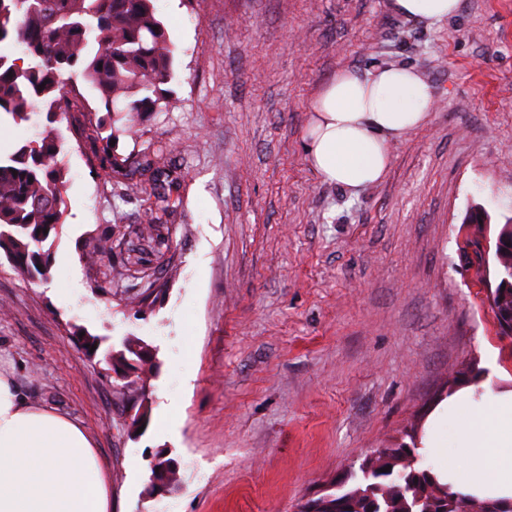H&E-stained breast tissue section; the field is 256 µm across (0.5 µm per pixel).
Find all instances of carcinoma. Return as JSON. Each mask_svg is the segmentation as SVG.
Masks as SVG:
<instances>
[{"label":"carcinoma","instance_id":"1","mask_svg":"<svg viewBox=\"0 0 512 512\" xmlns=\"http://www.w3.org/2000/svg\"><path fill=\"white\" fill-rule=\"evenodd\" d=\"M156 0H0V44L20 48V56L0 57V125L28 122L37 111L50 124L73 111L82 117L77 132L89 149L91 166L106 169L117 186L131 187L135 174H150L155 209L149 227L128 232L123 260L135 275L146 273L148 255L170 248L162 216L172 212L179 186L162 149L137 155L116 153L110 141L133 131L144 118L169 105L165 85L172 78L175 46L159 18ZM93 92L88 99L78 81ZM63 140L52 131L10 153L0 154V255L29 279H50L52 256L45 243L64 220ZM496 285L486 296L497 335L512 338V218L499 225L492 254ZM162 288L122 290L119 305L144 317ZM89 360L105 364L121 382L117 393L134 407L135 432L148 421L144 388L152 375L155 349L126 337L97 359L102 339L79 337ZM96 347L90 351V347ZM367 467H349L331 488L312 499L315 512H512V504L479 501L439 484L432 466L403 447L379 448ZM391 466L387 472L382 468ZM179 485L178 471L166 460L150 463L148 493L159 484Z\"/></svg>","mask_w":512,"mask_h":512}]
</instances>
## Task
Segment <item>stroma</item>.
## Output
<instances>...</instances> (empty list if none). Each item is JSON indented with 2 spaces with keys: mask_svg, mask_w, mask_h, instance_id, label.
<instances>
[{
  "mask_svg": "<svg viewBox=\"0 0 512 512\" xmlns=\"http://www.w3.org/2000/svg\"><path fill=\"white\" fill-rule=\"evenodd\" d=\"M176 46L166 110L120 137L122 154L168 147L179 176L172 247L153 263L165 294L147 319L97 288L85 250L116 212L145 223L154 198L121 200L68 121L65 220L48 283L0 258V365L21 395L80 423L112 476V512H297L371 449L415 444L470 365L512 388L459 255L462 222L512 217V0H460L440 21L391 0H156ZM410 67L430 82L425 124L391 143L373 186L319 178L310 106L337 72ZM78 265L82 288L59 290ZM157 348L138 437L112 379L75 328ZM182 478L148 498L157 453Z\"/></svg>",
  "mask_w": 512,
  "mask_h": 512,
  "instance_id": "stroma-1",
  "label": "stroma"
}]
</instances>
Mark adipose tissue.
I'll return each mask as SVG.
<instances>
[{"label": "adipose tissue", "mask_w": 512, "mask_h": 512, "mask_svg": "<svg viewBox=\"0 0 512 512\" xmlns=\"http://www.w3.org/2000/svg\"><path fill=\"white\" fill-rule=\"evenodd\" d=\"M432 86L409 68L371 75L337 73L312 104L306 153L323 180L377 184L389 169L392 140L425 123ZM439 432L420 455L439 483L478 499L512 500V388L486 393L467 385L443 405ZM0 512H112V479L78 423L33 405L0 373Z\"/></svg>", "instance_id": "adipose-tissue-1"}]
</instances>
